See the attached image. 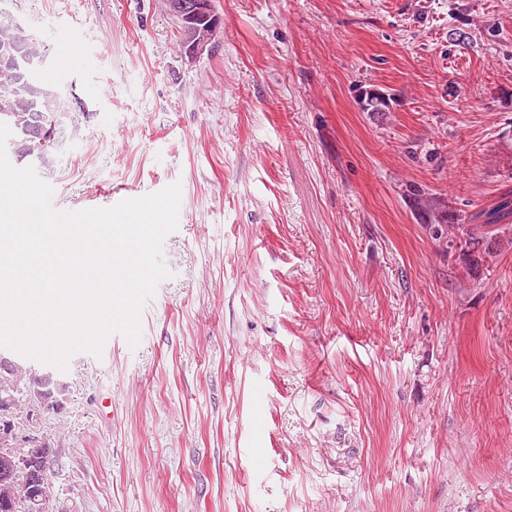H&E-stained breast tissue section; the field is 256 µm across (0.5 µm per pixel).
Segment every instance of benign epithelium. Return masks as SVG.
Listing matches in <instances>:
<instances>
[{
  "label": "benign epithelium",
  "instance_id": "benign-epithelium-1",
  "mask_svg": "<svg viewBox=\"0 0 512 512\" xmlns=\"http://www.w3.org/2000/svg\"><path fill=\"white\" fill-rule=\"evenodd\" d=\"M171 14L190 32L187 47L189 58L203 54L208 41L198 35L202 21L213 15L211 0H167ZM0 42L11 44L15 54L0 59V69L17 71L22 61L50 62L47 44L29 32L19 17L0 8ZM76 96L64 100L53 93L44 94L42 109L55 112L64 118L80 109ZM0 368L5 374L0 378V388L15 389L18 381H29L28 418L43 412H61L69 399V385L54 371L44 368L34 374L16 361L8 352L0 351ZM51 454L50 445L37 439H18L14 428L0 429V499L10 506L23 505L31 512H49L50 497L46 490L43 461Z\"/></svg>",
  "mask_w": 512,
  "mask_h": 512
}]
</instances>
